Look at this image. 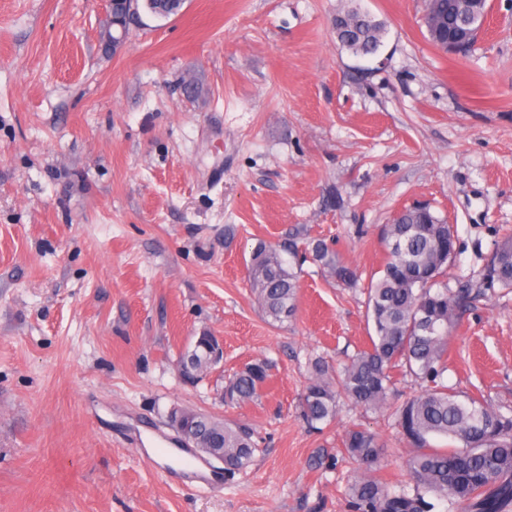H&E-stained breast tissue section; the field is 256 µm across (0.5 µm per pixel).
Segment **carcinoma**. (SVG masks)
I'll use <instances>...</instances> for the list:
<instances>
[{
  "instance_id": "carcinoma-1",
  "label": "carcinoma",
  "mask_w": 512,
  "mask_h": 512,
  "mask_svg": "<svg viewBox=\"0 0 512 512\" xmlns=\"http://www.w3.org/2000/svg\"><path fill=\"white\" fill-rule=\"evenodd\" d=\"M487 0H426L424 20L441 28L430 40L448 46V21L466 39L454 46L467 54L477 40V30L460 15H481ZM336 40L362 56L376 54L382 44L381 23L347 6L331 20ZM385 260L377 280L367 289L374 336L335 373L322 359L311 361V371L301 399L304 421L312 428L332 421L339 400L347 398L365 409L381 410L389 400L392 371L400 370L426 383L418 395L396 411L398 427L416 453L409 460L414 481L410 489L392 491L373 474L380 459L378 437L353 427L343 436L352 459L366 467L348 487L350 512H433L425 496L433 494L458 512H506L512 506V415L507 416L486 400L460 395L440 377L448 368V337L455 330L461 307L486 297L496 288L512 291V236L498 245L478 278L452 288L444 281L456 254L452 225L419 203L399 211L383 229ZM303 251L319 269L339 284L352 288L355 269L323 239L300 242L295 234L278 246L259 244L247 263L249 281L262 313L274 322L291 317L296 309L298 275L284 265L282 253ZM213 366L204 356L179 370L182 381L195 385ZM272 364L257 359L224 381L217 392L226 406H242L261 396ZM184 430L199 446L224 449V473L233 476L247 468L255 443L251 430L199 411L184 413ZM434 437L455 445L438 448Z\"/></svg>"
}]
</instances>
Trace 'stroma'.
<instances>
[{
  "label": "stroma",
  "instance_id": "1",
  "mask_svg": "<svg viewBox=\"0 0 512 512\" xmlns=\"http://www.w3.org/2000/svg\"><path fill=\"white\" fill-rule=\"evenodd\" d=\"M488 2L464 56L432 45L423 0H357L386 27L373 56L336 40L346 0H185L140 11L107 55V0H0V512H349L355 425L378 435L381 477L411 485L395 410L418 382L319 430L300 399L311 359L368 346L396 212L428 203L453 225L452 282L512 231V0ZM296 230L359 282L305 262L295 314L273 323L246 263ZM204 329L224 363L193 387L176 362ZM263 358L261 397L220 405ZM443 381L512 414V293L463 311ZM176 407L251 427L253 461L223 490L147 454L181 448ZM302 243L303 258L310 256L326 276L348 288L356 285L358 281L356 270L340 257L330 243L323 239Z\"/></svg>",
  "mask_w": 512,
  "mask_h": 512
}]
</instances>
